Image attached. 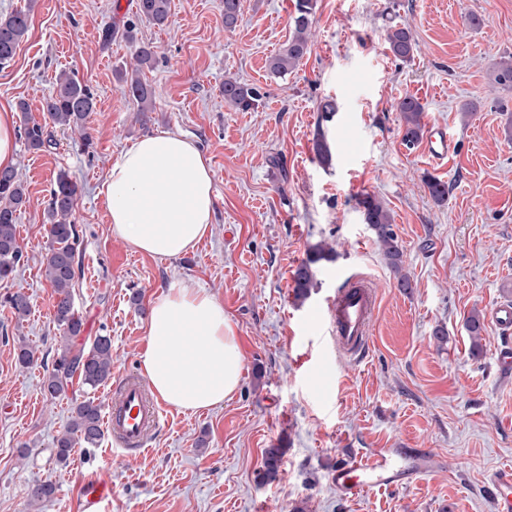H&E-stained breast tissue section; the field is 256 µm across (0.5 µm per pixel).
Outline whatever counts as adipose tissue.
<instances>
[{
    "instance_id": "ef3b65f1",
    "label": "adipose tissue",
    "mask_w": 512,
    "mask_h": 512,
    "mask_svg": "<svg viewBox=\"0 0 512 512\" xmlns=\"http://www.w3.org/2000/svg\"><path fill=\"white\" fill-rule=\"evenodd\" d=\"M100 193L114 235L141 253L177 257L194 250L209 229L214 173L191 139L159 131L122 151ZM140 365L166 405L198 411L234 394L243 356L223 304L179 280L151 304Z\"/></svg>"
}]
</instances>
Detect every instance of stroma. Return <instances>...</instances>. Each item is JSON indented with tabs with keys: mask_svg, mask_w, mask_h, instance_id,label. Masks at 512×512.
<instances>
[{
	"mask_svg": "<svg viewBox=\"0 0 512 512\" xmlns=\"http://www.w3.org/2000/svg\"><path fill=\"white\" fill-rule=\"evenodd\" d=\"M295 2L241 0L228 30L223 0H172L162 27L137 18V0H0V17L30 14L27 36L0 65V105L25 101L43 121L64 71L96 99L85 132L53 130L40 151L17 145L28 201L17 218L23 258L0 279V512H29L28 489L43 480L57 492L38 512H78V489L95 474L112 482V512H496L487 487L512 468V369L497 364L503 341L492 324L472 353L466 319L512 301V88L494 80L496 63L512 57V0H317L309 53L273 78L267 60L292 32ZM471 14L479 26L468 25ZM129 22L157 51L141 73L156 91L146 114L117 79L135 64L133 44L118 35ZM392 25L410 28L411 60L386 48ZM109 28L117 35L108 41ZM228 78L259 92L254 107L225 104ZM407 96L424 104V124L454 138L447 160L405 142L396 105ZM176 129L210 160L215 215L195 250L153 257L112 234L99 188L125 146ZM61 169L78 186L75 348L110 336L113 377L139 373L152 300L190 279L223 303L244 358L231 399L196 412L167 408L137 457L106 456L101 442L56 459L75 404L112 396L110 385L78 381L54 402L41 392L59 343L44 212ZM431 178L447 184L446 203L431 198ZM368 194L393 217L410 289L399 287L364 221L359 201ZM319 245L332 255L314 264L312 288L297 297L295 272ZM352 273L377 296L362 361L337 358L318 320ZM18 291L31 299L21 320L6 302ZM22 343L38 357L27 369L15 358ZM268 448L284 451L272 482L259 477ZM376 448L425 449L432 472L405 487L337 494L336 463Z\"/></svg>",
	"mask_w": 512,
	"mask_h": 512,
	"instance_id": "obj_1",
	"label": "stroma"
}]
</instances>
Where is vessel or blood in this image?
<instances>
[{
  "label": "vessel or blood",
  "instance_id": "obj_1",
  "mask_svg": "<svg viewBox=\"0 0 512 512\" xmlns=\"http://www.w3.org/2000/svg\"><path fill=\"white\" fill-rule=\"evenodd\" d=\"M435 160L449 157L454 149L442 125L430 126L423 144ZM376 295L362 275L348 277L327 303L330 342L337 353L363 358L371 347V321ZM104 421L109 444L126 456L141 455L159 431L164 414L153 402L146 382L136 375L118 378ZM431 470L430 457L411 448H379L368 458H353L337 465L331 481L337 490L356 495L372 488H398ZM489 493L497 512H512V470L499 471L490 481ZM80 512H111L112 483L100 477L87 478L81 486Z\"/></svg>",
  "mask_w": 512,
  "mask_h": 512
}]
</instances>
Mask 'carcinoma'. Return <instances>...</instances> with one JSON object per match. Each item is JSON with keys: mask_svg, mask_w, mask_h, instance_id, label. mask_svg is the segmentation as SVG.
I'll return each instance as SVG.
<instances>
[{"mask_svg": "<svg viewBox=\"0 0 512 512\" xmlns=\"http://www.w3.org/2000/svg\"><path fill=\"white\" fill-rule=\"evenodd\" d=\"M317 0H296L295 15L291 18L293 31L282 47L269 58L267 67L274 76H283L294 70L310 50L307 30L315 14ZM171 0H137L136 15L158 26L165 25L170 18ZM240 13V0H224V27L236 26ZM29 13L16 11L0 19V64L9 62L19 43L29 31ZM384 41L391 54L401 60L411 59L414 40L406 27L392 26L384 35ZM135 59L138 68L128 75L120 73L118 80L124 93L136 103L140 112H149L155 99L151 85L143 81L140 71L155 61L154 46L141 43L136 46ZM495 81L512 88V60H501L496 64ZM258 91L235 80L224 81V102L239 111H246L258 101ZM96 107L94 93L89 85L76 75L62 73L56 80L53 92L44 100L43 111L53 126L62 131L85 129L86 119ZM396 111L405 127V140L414 143L419 139L425 106L412 96H406L396 105ZM22 137L27 148L40 150L51 144V133L45 126L28 119L22 121ZM427 188L432 199L443 204L448 201V187L445 183L430 179ZM77 199V186L69 172L61 169L56 173L47 210L48 237L50 245L44 259L45 277L57 294L54 322L61 334L62 345L55 367L43 381V391L51 399L66 393L69 379L79 375L83 384L96 389L112 376V341L108 336L96 337L90 350H74L72 340L79 335L82 321L75 309L70 288L73 286L77 267L79 232L72 221ZM24 182L15 169H5L0 174V279L12 275L22 258V250L16 236V212L26 203ZM361 205L365 223L376 233L385 257L395 271L401 270L403 251L392 230L389 211L373 196H366ZM326 256L325 248L311 250L307 260L295 274L296 294L305 297L312 287L311 265ZM10 308L16 317L22 319L31 311L29 296L18 291L8 298ZM467 330L472 338V349L480 350L483 323L477 315L467 319ZM103 435L101 406L88 398L77 404L64 432L56 439V457L61 463L67 462L71 451L78 443L88 447L96 445ZM284 450L268 448L264 453L260 477L273 481L279 474ZM56 486L51 481H37L29 487L28 499L35 506L51 500Z\"/></svg>", "mask_w": 512, "mask_h": 512, "instance_id": "obj_1", "label": "carcinoma"}]
</instances>
